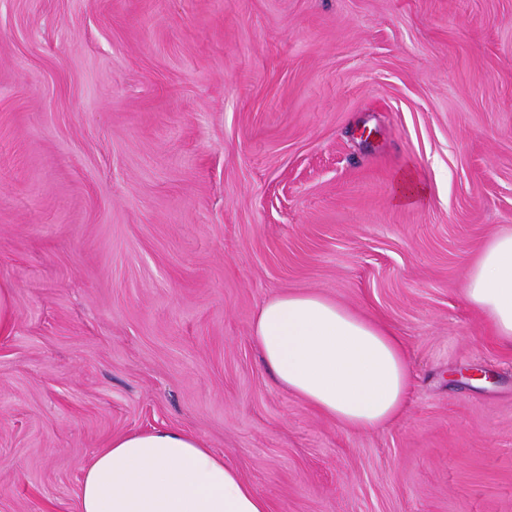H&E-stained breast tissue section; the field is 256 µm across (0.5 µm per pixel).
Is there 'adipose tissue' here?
<instances>
[{
    "mask_svg": "<svg viewBox=\"0 0 512 512\" xmlns=\"http://www.w3.org/2000/svg\"><path fill=\"white\" fill-rule=\"evenodd\" d=\"M467 301L494 336L512 343V231L470 264ZM252 340L277 385L352 430L403 411L411 373L389 326L315 292L287 291L260 309ZM79 512H269L265 498L223 454L176 429L113 438L85 471Z\"/></svg>",
    "mask_w": 512,
    "mask_h": 512,
    "instance_id": "1",
    "label": "adipose tissue"
}]
</instances>
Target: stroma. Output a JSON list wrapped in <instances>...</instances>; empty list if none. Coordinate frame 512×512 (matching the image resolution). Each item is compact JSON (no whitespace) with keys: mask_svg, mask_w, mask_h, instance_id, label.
Instances as JSON below:
<instances>
[{"mask_svg":"<svg viewBox=\"0 0 512 512\" xmlns=\"http://www.w3.org/2000/svg\"><path fill=\"white\" fill-rule=\"evenodd\" d=\"M511 230L512 0H0V512H77L156 428L269 512H512V344L464 293ZM285 291L397 331L395 422L276 385ZM426 194L427 189L420 174L413 168H407L400 172L395 182L392 201L399 206L413 204Z\"/></svg>","mask_w":512,"mask_h":512,"instance_id":"obj_1","label":"stroma"}]
</instances>
